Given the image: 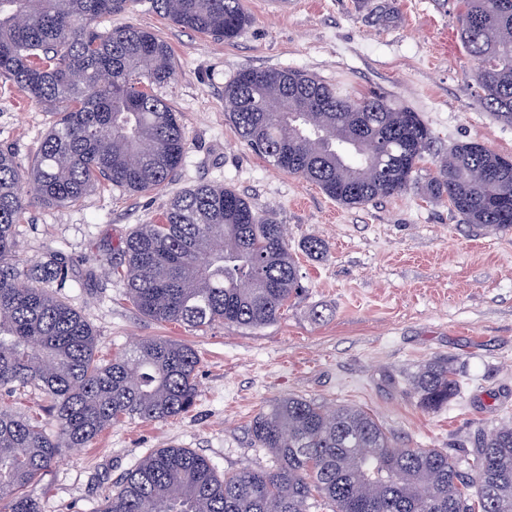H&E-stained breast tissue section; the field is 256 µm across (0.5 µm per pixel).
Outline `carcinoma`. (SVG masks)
I'll return each mask as SVG.
<instances>
[{"label": "carcinoma", "instance_id": "carcinoma-1", "mask_svg": "<svg viewBox=\"0 0 512 512\" xmlns=\"http://www.w3.org/2000/svg\"><path fill=\"white\" fill-rule=\"evenodd\" d=\"M137 2L0 0V77L57 116L28 166L0 150V389H38L54 423L49 432L37 416L0 409V512H42L26 488L62 449L84 448L125 419L178 417L198 397L200 357L188 344L143 339L107 362L96 358L89 323L48 289L70 279L63 253L19 270L15 226L28 207L75 206L106 182L152 192L182 166L186 133L160 94L175 79L169 44L146 28L103 25ZM151 4L172 24L224 42L251 23L244 0ZM459 21L480 105L512 124V0H460ZM224 103L256 152L348 208L407 190L433 140L418 113L384 94L355 97L300 70L244 69L225 84ZM503 159L462 142L437 162L426 194L448 199L465 224L512 228V205L498 203L512 200ZM475 169L488 179L474 180ZM122 252L112 275L157 323L261 328L300 289L284 226L222 185L178 194ZM410 383L429 413L456 398L462 380L454 361L434 358ZM250 433L275 468L220 474L189 448H159L97 512H512L511 421L456 456L398 447L363 409L292 396L259 412Z\"/></svg>", "mask_w": 512, "mask_h": 512}]
</instances>
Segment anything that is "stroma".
Instances as JSON below:
<instances>
[{
	"label": "stroma",
	"mask_w": 512,
	"mask_h": 512,
	"mask_svg": "<svg viewBox=\"0 0 512 512\" xmlns=\"http://www.w3.org/2000/svg\"><path fill=\"white\" fill-rule=\"evenodd\" d=\"M251 24L231 43L177 27L149 0L110 26L153 29L171 46L176 80L163 96L178 112L188 149L163 188L131 195L105 187L71 207L33 206L16 226L25 260L53 250L73 264L63 299L96 334L107 359L141 339L190 344L201 364L199 395L185 414L127 420L61 461L29 489L42 512H97L117 479L147 453L171 445L207 458L222 474L268 468L249 427L276 400L301 396L368 411L403 448L464 453L478 434L512 419V229L462 223L423 184L455 144L477 140L512 156V124L484 110L458 37L457 0H245ZM302 70L359 95L380 92L418 112L434 140L421 187L346 208L315 184L271 166L227 121L224 86L246 68ZM51 115L0 78V150L32 160ZM200 183L245 195L284 224L302 291L258 329L161 325L142 316L109 274L137 225ZM324 241L323 254L302 249ZM460 366L462 393L423 412L409 375L436 357Z\"/></svg>",
	"instance_id": "1"
}]
</instances>
